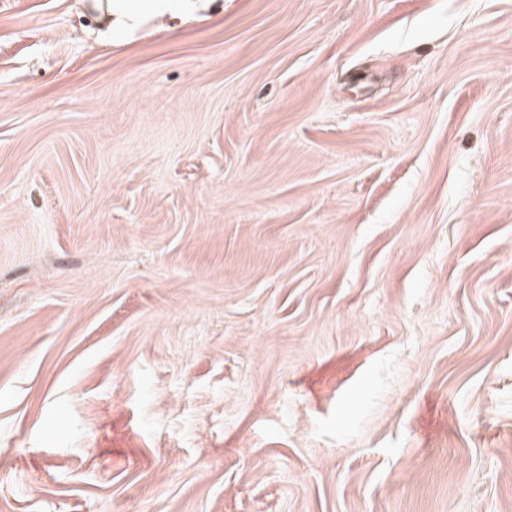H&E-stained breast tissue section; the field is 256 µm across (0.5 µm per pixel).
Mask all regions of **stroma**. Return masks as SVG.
Wrapping results in <instances>:
<instances>
[{"instance_id":"stroma-1","label":"stroma","mask_w":512,"mask_h":512,"mask_svg":"<svg viewBox=\"0 0 512 512\" xmlns=\"http://www.w3.org/2000/svg\"><path fill=\"white\" fill-rule=\"evenodd\" d=\"M0 512H512V0H0ZM117 8L123 11H134L126 15L133 20L138 14L146 10L151 14H163L172 8L171 0H118Z\"/></svg>"}]
</instances>
